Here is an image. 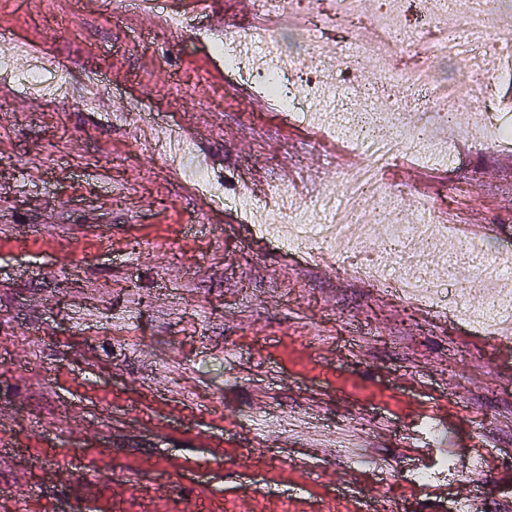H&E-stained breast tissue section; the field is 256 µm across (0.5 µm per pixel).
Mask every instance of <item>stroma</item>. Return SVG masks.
I'll return each mask as SVG.
<instances>
[{
	"label": "stroma",
	"instance_id": "stroma-1",
	"mask_svg": "<svg viewBox=\"0 0 512 512\" xmlns=\"http://www.w3.org/2000/svg\"><path fill=\"white\" fill-rule=\"evenodd\" d=\"M159 2L203 25L255 12V0ZM401 18L394 56L357 65L354 42L337 49L334 72L354 80L330 82L335 119L428 113L396 81L400 56L466 89L464 59L437 52L409 2ZM16 36L73 83L98 77L116 109L0 93V512H358L367 493L404 512H463L475 478L478 512H512V349L211 216L134 128L179 118L198 135L195 163L278 177L309 224L348 175L325 146L261 95L225 91L191 30L130 15L126 0H0V50ZM455 147L441 133L384 178L393 219L420 218L418 174L442 168L459 187L435 197L488 224L481 261H498L512 254V169L488 143L449 158ZM466 259L449 253L429 274L449 305L477 310L486 294L448 278ZM433 425L446 448L432 447ZM482 452L485 470L466 468Z\"/></svg>",
	"mask_w": 512,
	"mask_h": 512
}]
</instances>
